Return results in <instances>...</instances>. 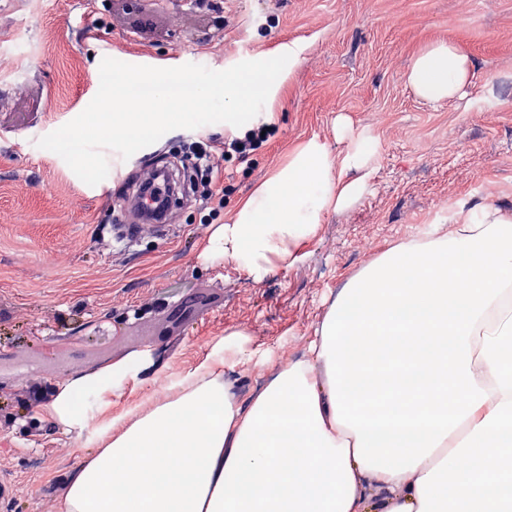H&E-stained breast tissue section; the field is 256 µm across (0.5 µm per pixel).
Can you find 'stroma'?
<instances>
[{
	"label": "stroma",
	"mask_w": 512,
	"mask_h": 512,
	"mask_svg": "<svg viewBox=\"0 0 512 512\" xmlns=\"http://www.w3.org/2000/svg\"><path fill=\"white\" fill-rule=\"evenodd\" d=\"M438 40L470 55L473 77L467 99L430 106L403 74ZM289 42L302 61L260 103L274 135L251 164L225 162V213L306 140L338 154L337 118L380 150L366 192L262 279L203 257L213 227L194 196L165 231L146 226L129 242L111 232L127 221L121 199L223 124L170 131L126 160L106 151L103 192L37 145L88 106L103 58L221 71ZM16 43L27 53L0 63V481L13 488L0 512H63L72 471L98 451L96 429L230 332L298 357L339 289L388 248L461 210L512 211V0H223L202 19L180 0L137 11L126 0H0V50ZM181 303L184 320L169 326ZM143 359L138 379L81 406L82 426L44 412L58 384Z\"/></svg>",
	"instance_id": "35a3bbf8"
}]
</instances>
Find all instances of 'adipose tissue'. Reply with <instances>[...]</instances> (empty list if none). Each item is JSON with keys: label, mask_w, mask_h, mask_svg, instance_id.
<instances>
[{"label": "adipose tissue", "mask_w": 512, "mask_h": 512, "mask_svg": "<svg viewBox=\"0 0 512 512\" xmlns=\"http://www.w3.org/2000/svg\"><path fill=\"white\" fill-rule=\"evenodd\" d=\"M260 56L224 81V131L270 123L241 102L281 82ZM472 62L453 43L421 49L404 74L420 100L463 97ZM349 135L330 154L312 138L214 228L202 254L255 277L289 266L324 213L359 197L378 151ZM512 213L457 212L371 261L337 294L308 351L249 396L236 367L245 331L172 379L164 397L113 416L102 447L70 477L64 512H512ZM146 362L60 384L47 407L79 425L89 390L110 391Z\"/></svg>", "instance_id": "1"}]
</instances>
